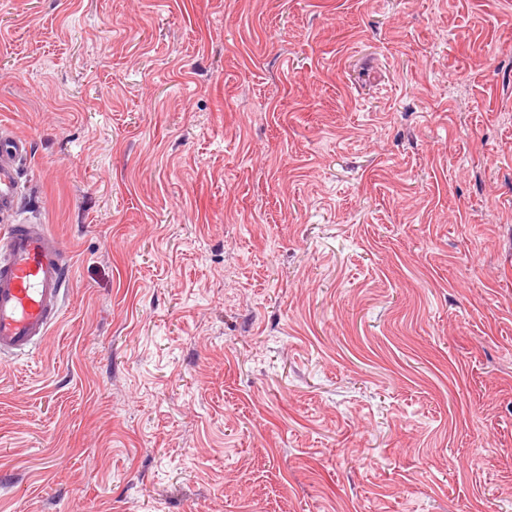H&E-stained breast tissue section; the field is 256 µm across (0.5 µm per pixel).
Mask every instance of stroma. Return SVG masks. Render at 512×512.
<instances>
[{
  "label": "stroma",
  "instance_id": "stroma-1",
  "mask_svg": "<svg viewBox=\"0 0 512 512\" xmlns=\"http://www.w3.org/2000/svg\"><path fill=\"white\" fill-rule=\"evenodd\" d=\"M1 123L0 512H512V0H0ZM30 143L0 127V355L25 356L48 337L60 315L65 251L45 224L16 218L18 170Z\"/></svg>",
  "mask_w": 512,
  "mask_h": 512
}]
</instances>
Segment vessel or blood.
<instances>
[{
    "label": "vessel or blood",
    "instance_id": "vessel-or-blood-1",
    "mask_svg": "<svg viewBox=\"0 0 512 512\" xmlns=\"http://www.w3.org/2000/svg\"><path fill=\"white\" fill-rule=\"evenodd\" d=\"M30 143L0 127V355L25 356L48 337L60 315L65 251L43 224L18 219V170Z\"/></svg>",
    "mask_w": 512,
    "mask_h": 512
}]
</instances>
